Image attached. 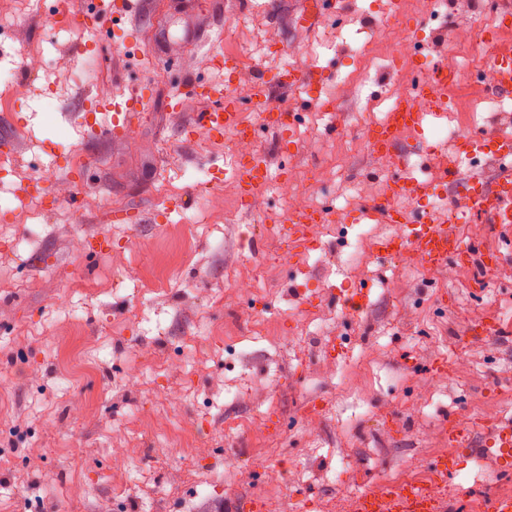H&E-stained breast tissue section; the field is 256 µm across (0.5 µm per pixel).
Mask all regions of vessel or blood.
I'll use <instances>...</instances> for the list:
<instances>
[{
    "instance_id": "1",
    "label": "vessel or blood",
    "mask_w": 512,
    "mask_h": 512,
    "mask_svg": "<svg viewBox=\"0 0 512 512\" xmlns=\"http://www.w3.org/2000/svg\"><path fill=\"white\" fill-rule=\"evenodd\" d=\"M141 13L139 0H82L78 24L82 29L101 32L133 22ZM483 51L491 59L492 86L500 92H512V52L501 50L493 34L480 38ZM314 73L298 70L282 72L276 79L260 78L254 86L257 98H266L272 86L292 87L303 80H314ZM452 78L443 70H435L424 78L418 94L399 99L386 122L370 127L369 142L379 155L391 160L393 174L387 179L385 196L370 207L372 217L397 225L396 234L378 239L375 250L390 256L411 255L428 269H437L454 261L462 265H477L488 272L495 268L499 256L493 251L480 250L478 245L464 243L446 217L428 213L419 217L396 208L397 200L414 201L429 192L428 182L419 180L402 169L397 147L402 132H420L427 116L446 117L448 85ZM192 96L207 101L206 111L198 113L190 126L191 133L219 140L230 134L242 140L250 139L254 126L245 122L238 104L225 92L223 81L192 83ZM148 100L145 87H137L121 100L112 103V122L102 126L100 136L119 140L127 138L133 120L140 115ZM482 154L494 159H512V136L503 134L468 135L462 137L455 156L449 158L441 175L450 181L457 197L464 199L470 211L488 223L503 228L512 227V172H502L494 181H486L473 170H463L464 160ZM266 171L263 154L257 153L240 163L234 180L243 201H250ZM323 211L291 209L286 214L287 234L292 247L310 242L314 225L323 223ZM449 455L436 459L430 479L409 487L381 485L362 489L353 497V512H448L450 498L447 489L458 470V461L474 455L481 456L501 474L512 472V421L489 419L481 425L448 422Z\"/></svg>"
}]
</instances>
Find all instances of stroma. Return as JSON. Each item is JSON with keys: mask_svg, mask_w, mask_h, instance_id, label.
Instances as JSON below:
<instances>
[{"mask_svg": "<svg viewBox=\"0 0 512 512\" xmlns=\"http://www.w3.org/2000/svg\"><path fill=\"white\" fill-rule=\"evenodd\" d=\"M145 2V18L94 41L84 57L79 45L91 38L78 26V0L62 18L50 0H0V21L12 28L0 69L29 92L21 103L0 86V133L13 137L4 181L30 210L0 231V512H114L118 499L126 512H227L255 496L277 498L288 512H351L358 486L400 473L425 478L448 450L449 417L512 416V233L477 215L459 224L501 256V277L483 283L470 267L452 278L373 248L391 231L367 214L385 191L389 161L364 147L366 128L355 120L364 98L337 94L359 45L336 19L384 16L389 0H342L312 29L298 22L304 0H202L185 15L177 0ZM475 19L452 4L418 25L424 66H441L434 48L447 26L464 30ZM215 36L241 61L228 84L248 122L257 119L252 88L259 76H277L282 51L323 75L269 96L300 122L260 130L262 212L241 202L232 136L186 139L202 102L167 106L179 78L214 79L207 41ZM319 44L320 58L309 60ZM20 46L40 58L38 71H28ZM138 84L152 100L134 122L135 140L102 139L81 123L90 102ZM326 101L334 110L324 111ZM424 138L428 152L413 155L412 174L433 181L455 144L429 125ZM75 161L87 183L60 208H41V169L67 174ZM287 176L297 193L303 179H322L326 207L351 203L303 263L281 262L283 235L265 231L268 214L288 208ZM170 197L183 209L167 210ZM200 209L202 222L186 228L183 214ZM117 210L145 220L115 223ZM96 237L109 247L89 251ZM354 247L361 258L345 266ZM258 266L269 291L254 303L233 285ZM149 267L164 269V288L141 290ZM359 284L353 318L341 299ZM477 317L498 322L500 336L471 339ZM139 347L166 359L141 381L129 362ZM441 360L446 372L430 371ZM426 384L430 400L415 406ZM167 391L182 394V409L152 406V395ZM220 443L237 467H224ZM118 446L127 450L121 468L112 462ZM451 486V512H488L512 476L465 459Z\"/></svg>", "mask_w": 512, "mask_h": 512, "instance_id": "1", "label": "stroma"}]
</instances>
